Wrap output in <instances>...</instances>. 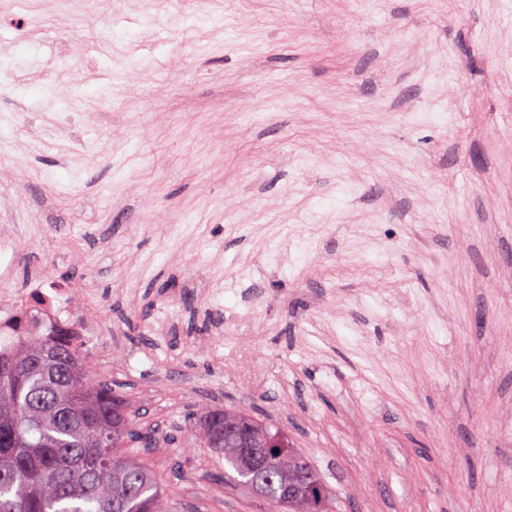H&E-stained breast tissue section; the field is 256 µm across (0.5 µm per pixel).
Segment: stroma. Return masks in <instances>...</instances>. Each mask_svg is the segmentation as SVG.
Masks as SVG:
<instances>
[{"instance_id": "stroma-1", "label": "stroma", "mask_w": 512, "mask_h": 512, "mask_svg": "<svg viewBox=\"0 0 512 512\" xmlns=\"http://www.w3.org/2000/svg\"><path fill=\"white\" fill-rule=\"evenodd\" d=\"M4 196L175 512H271L217 407L334 512H512V0H0ZM229 416L236 422L247 427L254 441L257 445H261L267 438H280L288 448V440L285 439L278 430L273 432L271 427L256 420L251 414L240 409H227ZM210 413V412H209ZM209 413L203 415L200 419L194 420L197 427L194 442L187 445V454L191 456L192 448H211L216 454L223 456L226 462L236 473L242 478L239 480L240 485L247 489L250 493L257 495L252 490V470L248 456L245 454V448H240V442L231 438L224 441V433L226 426L222 424L220 429H217L213 422L209 420ZM224 430V433H223ZM260 451V455L252 451V458L254 464V471H261L262 466L265 470V477L267 479L266 493L257 495L268 501L273 511L276 509H285L288 512H331L332 498L327 485L319 475L318 471L308 461V459L298 452L295 448L292 451L300 457L308 466L311 477L308 481L309 485L305 492V501L301 505L289 503L288 500L296 498L297 493L295 490L285 488L281 499L276 497L277 489L283 482L289 481L295 476V461L290 456L281 454L278 448H265L255 447ZM274 450H278V454H274Z\"/></svg>"}]
</instances>
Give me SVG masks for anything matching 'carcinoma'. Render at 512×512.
Masks as SVG:
<instances>
[{"instance_id": "obj_1", "label": "carcinoma", "mask_w": 512, "mask_h": 512, "mask_svg": "<svg viewBox=\"0 0 512 512\" xmlns=\"http://www.w3.org/2000/svg\"><path fill=\"white\" fill-rule=\"evenodd\" d=\"M87 345L54 329L19 336L0 348V512H173L165 487L171 473L149 463L144 431L112 382L91 372ZM229 416L247 427L263 459L262 498L287 512H332L327 485L303 454L311 473L301 505L281 501L277 487L295 476V461L263 447L277 431L240 410ZM195 440L211 448L252 490L245 449L224 439L208 415L195 421Z\"/></svg>"}]
</instances>
